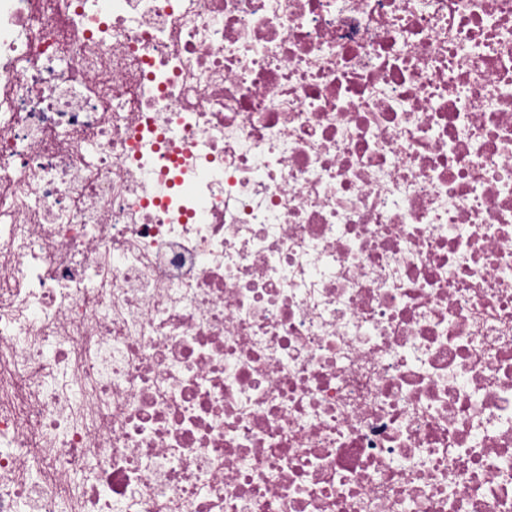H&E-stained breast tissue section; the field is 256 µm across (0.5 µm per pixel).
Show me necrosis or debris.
Returning a JSON list of instances; mask_svg holds the SVG:
<instances>
[{
  "mask_svg": "<svg viewBox=\"0 0 512 512\" xmlns=\"http://www.w3.org/2000/svg\"><path fill=\"white\" fill-rule=\"evenodd\" d=\"M0 512H512V0H0Z\"/></svg>",
  "mask_w": 512,
  "mask_h": 512,
  "instance_id": "necrosis-or-debris-1",
  "label": "necrosis or debris"
}]
</instances>
